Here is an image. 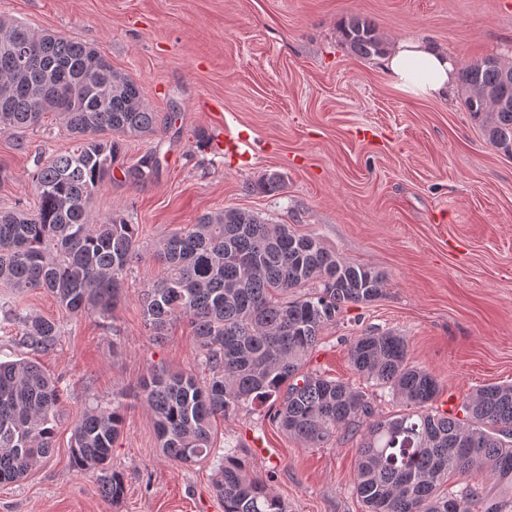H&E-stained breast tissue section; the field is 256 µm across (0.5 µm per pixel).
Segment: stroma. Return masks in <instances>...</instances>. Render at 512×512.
I'll return each mask as SVG.
<instances>
[{
    "label": "stroma",
    "instance_id": "obj_1",
    "mask_svg": "<svg viewBox=\"0 0 512 512\" xmlns=\"http://www.w3.org/2000/svg\"><path fill=\"white\" fill-rule=\"evenodd\" d=\"M1 15L100 51L137 81L161 122L125 138L122 154L131 166L157 151L158 171L138 184L116 176L90 202L93 218L117 214L138 227V258L111 317H74L46 291L0 283V361L34 356L61 394L52 454L0 484V512H224L215 461L164 455L139 390L154 366L209 376L187 319L156 342L141 304L163 275L160 243L207 213L258 214L383 275L382 294L344 306L304 364L365 392L379 415L397 404L348 359L351 339L368 330L403 336L411 362L437 375L433 410L512 383V158L488 143L461 88L412 97L381 58L351 54L339 33L342 19L360 15L389 43L428 39L458 66L512 60V0H0ZM227 126L247 137L246 159L216 143ZM73 145L50 116L23 140L0 133V210L33 209L37 161ZM272 172L281 190L253 191ZM7 304L59 322L53 349L22 346ZM116 392L125 408L110 467L125 493L115 506L95 472L73 468L70 445L85 407ZM274 411L266 403L217 419V446L236 451L288 512H365L351 491L359 435L342 430L309 448L278 429Z\"/></svg>",
    "mask_w": 512,
    "mask_h": 512
}]
</instances>
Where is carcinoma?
I'll list each match as a JSON object with an SVG mask.
<instances>
[{
  "label": "carcinoma",
  "instance_id": "cac0c4a2",
  "mask_svg": "<svg viewBox=\"0 0 512 512\" xmlns=\"http://www.w3.org/2000/svg\"><path fill=\"white\" fill-rule=\"evenodd\" d=\"M340 33L357 57L381 56L388 42L360 15L344 19ZM28 50L19 70L0 54V132L19 134L51 114L76 145L45 165L36 164L33 212H0V282L20 291L44 289L74 316L106 319L116 305L126 270L137 257V228L121 217L96 221L88 205L114 176L120 137L157 131L159 116L139 85L108 59L91 61L92 48L55 34L37 35L24 23L0 19V35ZM493 56L460 68L464 106L493 147H512V104L492 109L472 88L512 101V80L489 65ZM156 154L121 168L126 180H147ZM277 173L254 188L275 193ZM166 276L142 294L146 327L162 338L170 323L186 318L195 348L212 372L200 385L186 373L153 368L140 383L155 417L164 453L180 462L217 458L215 490L224 512H288L284 502L252 477L234 452H218L212 418L227 417L256 401H279L275 421L309 448H323L341 429L360 433L353 491L366 512H512V383L478 388L458 418L433 414L437 376L409 362L404 337L368 331L353 338L356 371L402 407L375 415L365 393L303 371L321 331L344 306L382 293L374 268L345 261L313 235L271 224L237 208L206 214L170 235L157 253ZM23 344L46 352L58 341V324L42 316L11 313ZM60 403L56 382L28 359L0 362V483L20 481L52 450ZM123 424L122 403L83 411L73 429L71 463L97 473L104 498L118 504L123 477L110 469L112 443ZM475 482L449 488L451 476Z\"/></svg>",
  "mask_w": 512,
  "mask_h": 512
}]
</instances>
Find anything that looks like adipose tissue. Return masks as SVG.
Listing matches in <instances>:
<instances>
[{
	"label": "adipose tissue",
	"mask_w": 512,
	"mask_h": 512,
	"mask_svg": "<svg viewBox=\"0 0 512 512\" xmlns=\"http://www.w3.org/2000/svg\"><path fill=\"white\" fill-rule=\"evenodd\" d=\"M385 69L396 87L427 99L445 98L456 76L447 53L420 40L397 41L385 58Z\"/></svg>",
	"instance_id": "ef3b65f1"
}]
</instances>
